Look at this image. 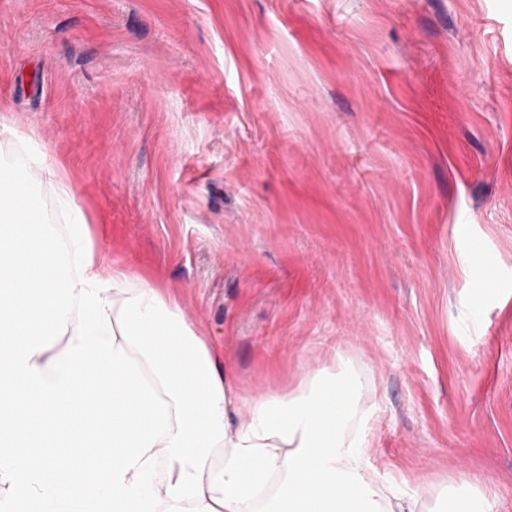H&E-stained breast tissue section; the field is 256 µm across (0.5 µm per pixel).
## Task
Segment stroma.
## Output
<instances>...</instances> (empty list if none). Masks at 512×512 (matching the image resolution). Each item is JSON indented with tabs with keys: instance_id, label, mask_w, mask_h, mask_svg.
<instances>
[{
	"instance_id": "1",
	"label": "stroma",
	"mask_w": 512,
	"mask_h": 512,
	"mask_svg": "<svg viewBox=\"0 0 512 512\" xmlns=\"http://www.w3.org/2000/svg\"><path fill=\"white\" fill-rule=\"evenodd\" d=\"M1 123L244 396L348 356L375 475L512 512V0H0Z\"/></svg>"
}]
</instances>
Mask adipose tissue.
Segmentation results:
<instances>
[{
	"label": "adipose tissue",
	"mask_w": 512,
	"mask_h": 512,
	"mask_svg": "<svg viewBox=\"0 0 512 512\" xmlns=\"http://www.w3.org/2000/svg\"><path fill=\"white\" fill-rule=\"evenodd\" d=\"M109 280L115 342L170 404L172 429L153 447L156 512H494L471 485L429 504L372 474L373 409L351 364L309 374L286 396L244 398L177 298L120 265Z\"/></svg>",
	"instance_id": "obj_1"
}]
</instances>
